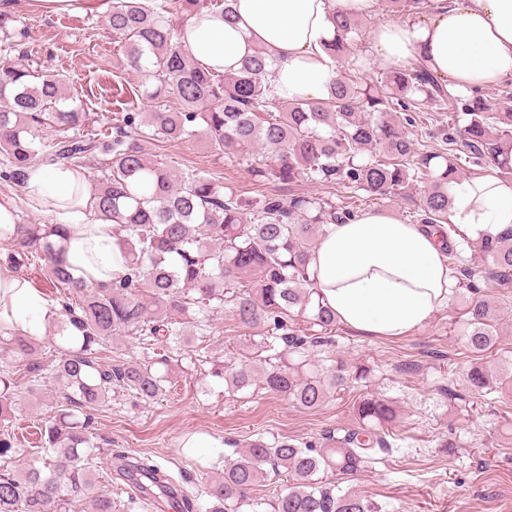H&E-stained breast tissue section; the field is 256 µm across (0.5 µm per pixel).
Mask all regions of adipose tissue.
I'll return each instance as SVG.
<instances>
[{"label": "adipose tissue", "instance_id": "ef3b65f1", "mask_svg": "<svg viewBox=\"0 0 512 512\" xmlns=\"http://www.w3.org/2000/svg\"><path fill=\"white\" fill-rule=\"evenodd\" d=\"M377 0H236L232 20L201 13L185 21V53L217 73L236 70L260 48L275 61L273 91L284 100L319 101L336 66L325 50L334 36L332 10L371 14ZM373 57L388 68L423 59L468 92L512 80V0H432L418 22L386 21L370 33ZM28 195L49 206L70 231L65 260L87 283L125 270V250L112 223L89 210L86 173L66 166L29 169ZM449 223L462 234L512 226V182L495 173L451 183ZM309 270L337 322L362 336L400 338L428 325L448 305L456 273L435 237L388 211H364L325 225ZM50 308L41 292L0 265V322L43 336Z\"/></svg>", "mask_w": 512, "mask_h": 512}]
</instances>
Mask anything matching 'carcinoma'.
<instances>
[{
	"label": "carcinoma",
	"mask_w": 512,
	"mask_h": 512,
	"mask_svg": "<svg viewBox=\"0 0 512 512\" xmlns=\"http://www.w3.org/2000/svg\"><path fill=\"white\" fill-rule=\"evenodd\" d=\"M232 18L231 0H111L107 26L123 49L121 64L142 77L147 110L123 112L105 133H82L87 113L68 90L67 77L30 64L0 61V177L23 188L31 166L98 167L92 190L94 216L114 224L125 246L127 271L110 283L88 284L58 260L61 224H19L6 261L14 273L34 267L59 290L56 338L45 343L0 325V359L16 363L0 371V423L11 414L14 375L32 389L56 388L54 415L40 434L41 465L0 474V512H72L71 501L91 493L94 422L91 411L123 393L150 404L167 391L171 355L185 347L189 328L205 336L214 314L226 311L236 324L261 329L251 353L235 366L212 364L227 389L253 385L315 410L341 387L368 376L362 366L320 367L311 361L322 335L336 327L335 315L316 298L308 274L311 252L327 224L349 220L357 210L320 196L265 195L255 201L225 193L212 178L174 171L151 158L149 147L189 138L204 140L218 155L240 160L259 148L265 161L252 167L260 180L290 185L306 174L377 199L400 195L412 182L427 181L417 203L419 223L448 230L446 254L459 284L472 294L463 306V336L473 359L463 378L471 397L496 392L484 362L496 344L495 310L480 297L484 288L512 284V226L494 236L463 238L486 267L459 262L448 183L468 165L494 169L512 179V91L493 103L480 91L460 95L423 60L369 83L340 71L321 101H284L272 90L273 60L260 48L240 67L222 75L183 51L177 33L193 14ZM336 38L326 51L339 58L360 33L359 18L333 12ZM18 19L0 10V35L14 38ZM177 99V111L167 109ZM448 113L439 129L448 151L417 147L413 129L422 113ZM59 136L49 143L39 131ZM320 335L307 333L296 318ZM124 336L150 347L147 359L108 363L100 353ZM43 353L45 365L32 358ZM358 426L338 428L306 441L259 437L224 458V473L204 489L207 512H381L366 497L322 481L327 473L352 475L395 444L384 427L396 421L393 402L375 395L354 404ZM116 472L135 489L132 508L148 505L149 493L181 499L185 512L196 500L155 462L115 456ZM281 477L288 488L267 498L253 492Z\"/></svg>",
	"instance_id": "1"
}]
</instances>
